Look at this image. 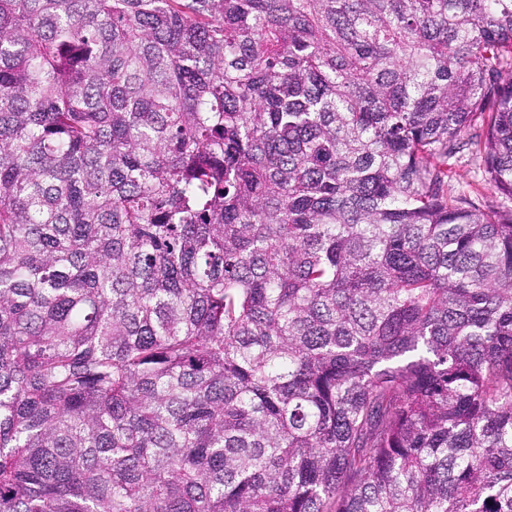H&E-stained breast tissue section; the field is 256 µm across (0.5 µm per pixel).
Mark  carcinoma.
Instances as JSON below:
<instances>
[{"label": "carcinoma", "instance_id": "obj_1", "mask_svg": "<svg viewBox=\"0 0 512 512\" xmlns=\"http://www.w3.org/2000/svg\"><path fill=\"white\" fill-rule=\"evenodd\" d=\"M0 512H512V0H0ZM452 162L455 176L449 188L453 189V191L478 189L489 193L487 189L483 188L479 163L471 155L467 153L460 155L458 158L453 159Z\"/></svg>", "mask_w": 512, "mask_h": 512}]
</instances>
